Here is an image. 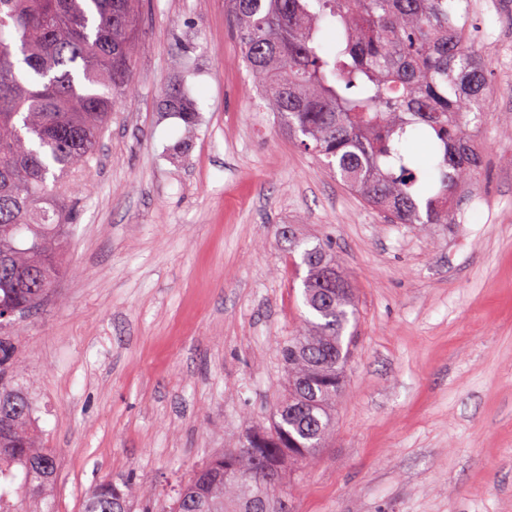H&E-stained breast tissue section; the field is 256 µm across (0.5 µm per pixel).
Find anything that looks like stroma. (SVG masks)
I'll return each mask as SVG.
<instances>
[{
  "label": "stroma",
  "mask_w": 512,
  "mask_h": 512,
  "mask_svg": "<svg viewBox=\"0 0 512 512\" xmlns=\"http://www.w3.org/2000/svg\"><path fill=\"white\" fill-rule=\"evenodd\" d=\"M493 77L484 177L457 223L378 213L261 100L224 0H142L131 91L102 141L53 293L14 377L58 459L55 512L99 481L171 485L269 425L302 282L276 230L331 242L356 301L325 448L293 466L295 512H512V0H471ZM185 88L199 121L164 111Z\"/></svg>",
  "instance_id": "obj_1"
}]
</instances>
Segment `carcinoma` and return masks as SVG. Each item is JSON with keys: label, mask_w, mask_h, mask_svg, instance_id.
Here are the masks:
<instances>
[{"label": "carcinoma", "mask_w": 512, "mask_h": 512, "mask_svg": "<svg viewBox=\"0 0 512 512\" xmlns=\"http://www.w3.org/2000/svg\"><path fill=\"white\" fill-rule=\"evenodd\" d=\"M253 88L295 142L398 224L449 223L479 179L473 146L489 63L466 25L469 0H225ZM139 0H0V512H52L57 461L40 444L28 393L13 383L19 324L61 272L75 187L131 88ZM333 28L323 38V24ZM169 109L189 129L180 87ZM305 313L279 350L287 388L270 426L211 456L174 489L170 512H294L266 479L315 455L352 340L349 276L332 250L294 230ZM131 484H99L83 512H131Z\"/></svg>", "instance_id": "obj_1"}]
</instances>
